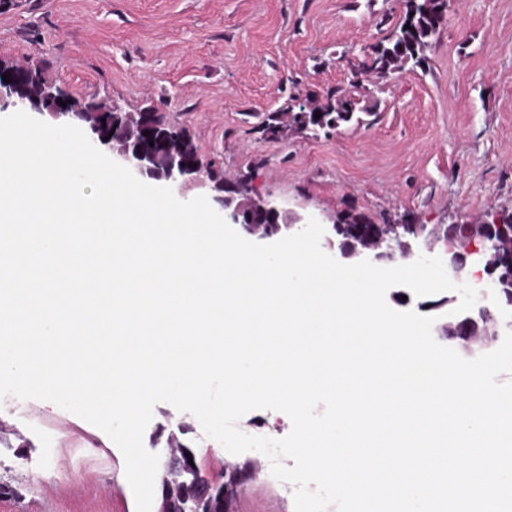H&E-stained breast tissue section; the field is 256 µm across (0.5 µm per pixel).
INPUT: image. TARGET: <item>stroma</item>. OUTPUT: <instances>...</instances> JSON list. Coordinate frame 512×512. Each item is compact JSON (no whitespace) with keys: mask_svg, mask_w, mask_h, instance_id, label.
Masks as SVG:
<instances>
[{"mask_svg":"<svg viewBox=\"0 0 512 512\" xmlns=\"http://www.w3.org/2000/svg\"><path fill=\"white\" fill-rule=\"evenodd\" d=\"M403 0H13L0 5V59L46 60L78 96L128 112L154 106L186 127L225 183L307 217L359 212L406 224L419 238L493 212H512V0H448L424 68L374 92L376 117L329 135L264 138L256 116L290 97L324 100L398 19ZM186 425L205 475L258 461L235 512H294L266 457L228 453L195 416L155 406L143 442L169 458ZM0 512H136L118 447L45 400H0Z\"/></svg>","mask_w":512,"mask_h":512,"instance_id":"obj_1","label":"stroma"}]
</instances>
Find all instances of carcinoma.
<instances>
[{"label": "carcinoma", "mask_w": 512, "mask_h": 512, "mask_svg": "<svg viewBox=\"0 0 512 512\" xmlns=\"http://www.w3.org/2000/svg\"><path fill=\"white\" fill-rule=\"evenodd\" d=\"M447 10L448 0H404L403 15L381 41L364 51L363 59L358 64L352 65L347 86L329 91L326 101L320 104H290L280 112L259 115V125L265 139L279 142L290 131L314 136L322 132L327 135L342 125L364 122V117L371 115L372 111L359 107L357 96L367 98L373 95V88L394 73L423 67L426 51L446 23ZM16 71L19 77L18 92L24 96L37 98L46 89L65 92V89L53 84L44 61L29 58L27 63L16 65ZM80 101L83 110L79 111L75 122L92 133L98 130L99 100L82 97ZM317 112L320 113L318 119L314 118ZM105 117L107 132L115 130L123 134L130 143L153 154L160 164L167 162L170 151L178 149L187 164L184 177L204 171L215 182V188L224 184V181L216 179L214 171L203 167L197 147L187 131L171 125L165 115L155 108L147 106L135 113L107 112ZM145 131L150 135H143ZM242 472L241 468L233 470L225 484L210 485L204 481L194 486L188 485L183 476L169 473L162 478V488L175 504L176 512H193L196 493L222 496L224 490L228 489L230 496H235V484L241 482Z\"/></svg>", "instance_id": "obj_1"}]
</instances>
